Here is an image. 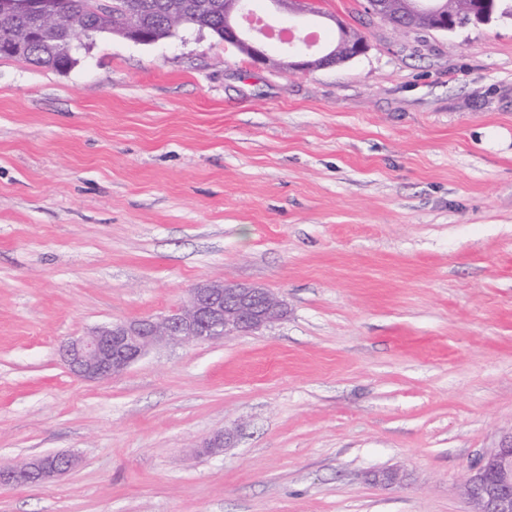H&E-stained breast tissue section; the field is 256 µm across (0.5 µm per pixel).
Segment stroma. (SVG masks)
Segmentation results:
<instances>
[{
    "label": "stroma",
    "mask_w": 512,
    "mask_h": 512,
    "mask_svg": "<svg viewBox=\"0 0 512 512\" xmlns=\"http://www.w3.org/2000/svg\"><path fill=\"white\" fill-rule=\"evenodd\" d=\"M312 2L320 46L341 22L366 52L289 73L182 27L63 72L0 58V463L79 458L0 512H470L512 435V20ZM224 280L287 318L103 384L61 363Z\"/></svg>",
    "instance_id": "1"
}]
</instances>
